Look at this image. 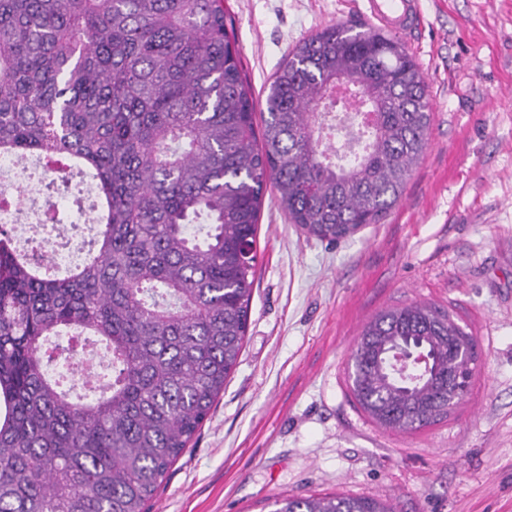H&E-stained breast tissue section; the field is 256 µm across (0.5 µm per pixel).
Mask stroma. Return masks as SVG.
<instances>
[{
  "mask_svg": "<svg viewBox=\"0 0 512 512\" xmlns=\"http://www.w3.org/2000/svg\"><path fill=\"white\" fill-rule=\"evenodd\" d=\"M405 42L432 104L428 146L378 224L328 243L263 198L239 364L150 512H269L345 494L397 512H512V0H421ZM257 101L304 37L358 0H225ZM427 303L478 342L447 419L396 432L356 404L354 341L390 308Z\"/></svg>",
  "mask_w": 512,
  "mask_h": 512,
  "instance_id": "1",
  "label": "stroma"
}]
</instances>
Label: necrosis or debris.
Wrapping results in <instances>:
<instances>
[{
    "label": "necrosis or debris",
    "mask_w": 512,
    "mask_h": 512,
    "mask_svg": "<svg viewBox=\"0 0 512 512\" xmlns=\"http://www.w3.org/2000/svg\"><path fill=\"white\" fill-rule=\"evenodd\" d=\"M73 176L72 167L57 158L38 156L20 161L0 154V225L12 228L19 253L39 243L44 266L59 273L80 265L86 253L70 245L73 227L58 223V207L55 201L44 198L43 181Z\"/></svg>",
    "instance_id": "necrosis-or-debris-1"
}]
</instances>
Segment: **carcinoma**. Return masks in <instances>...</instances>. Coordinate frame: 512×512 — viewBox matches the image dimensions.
I'll return each mask as SVG.
<instances>
[{
    "label": "carcinoma",
    "instance_id": "carcinoma-1",
    "mask_svg": "<svg viewBox=\"0 0 512 512\" xmlns=\"http://www.w3.org/2000/svg\"><path fill=\"white\" fill-rule=\"evenodd\" d=\"M372 114L342 162L336 80ZM246 82L224 0H0V153L67 158L101 209L87 260L61 276L0 228V512H146L234 373L251 312L263 190L336 242L378 224L427 148L424 77L364 22L300 40ZM74 331L109 363L82 400L47 372ZM420 350L407 372L395 354ZM372 419L416 431L466 395L475 339L423 303L382 312L352 351ZM273 512H397L371 497L274 501Z\"/></svg>",
    "mask_w": 512,
    "mask_h": 512
}]
</instances>
